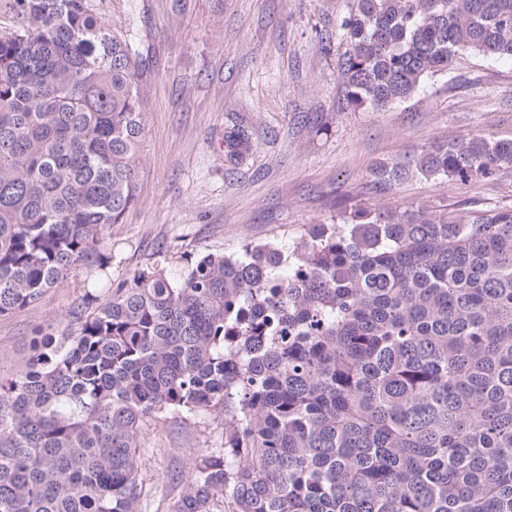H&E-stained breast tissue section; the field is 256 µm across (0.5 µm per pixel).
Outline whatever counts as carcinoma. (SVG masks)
I'll return each instance as SVG.
<instances>
[{
    "label": "carcinoma",
    "instance_id": "obj_1",
    "mask_svg": "<svg viewBox=\"0 0 512 512\" xmlns=\"http://www.w3.org/2000/svg\"><path fill=\"white\" fill-rule=\"evenodd\" d=\"M0 34V315L37 301L138 198L145 60L90 0H12ZM346 106L411 98L462 51L512 59V0H353ZM226 157L250 149L224 135ZM512 139L403 163L494 179ZM0 381V512H141L160 414L224 415L171 512H512V210L358 208L289 251L137 270Z\"/></svg>",
    "mask_w": 512,
    "mask_h": 512
}]
</instances>
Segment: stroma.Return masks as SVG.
<instances>
[{
  "mask_svg": "<svg viewBox=\"0 0 512 512\" xmlns=\"http://www.w3.org/2000/svg\"><path fill=\"white\" fill-rule=\"evenodd\" d=\"M99 18L146 61L148 107L135 206L107 228L103 263L84 262L36 302L0 315V378L19 373L34 339L75 327L94 279L134 271L179 275L191 259L240 256L246 244L291 250L312 224L342 209L470 204L512 209V174L494 181L409 176L385 195L367 175L474 132L512 138V61L462 53L416 95L377 111L341 109L336 31L353 0H90ZM243 127L251 149L224 159V134ZM224 419L200 413L150 421L139 480L152 512H168L197 454L222 446Z\"/></svg>",
  "mask_w": 512,
  "mask_h": 512,
  "instance_id": "35a3bbf8",
  "label": "stroma"
}]
</instances>
